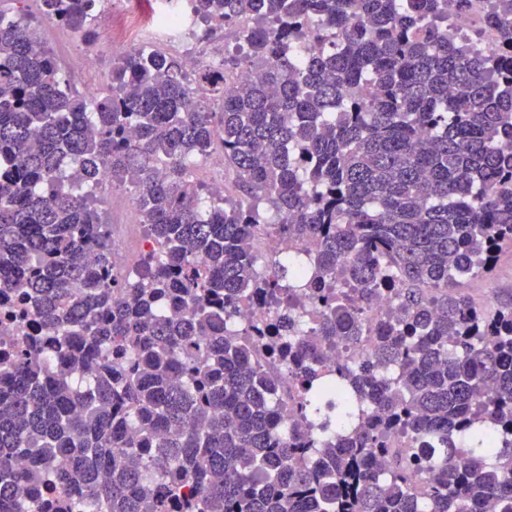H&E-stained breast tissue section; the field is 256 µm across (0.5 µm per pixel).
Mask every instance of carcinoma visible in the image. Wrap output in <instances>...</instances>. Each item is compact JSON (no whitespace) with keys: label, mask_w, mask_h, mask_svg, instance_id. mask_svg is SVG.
<instances>
[{"label":"carcinoma","mask_w":512,"mask_h":512,"mask_svg":"<svg viewBox=\"0 0 512 512\" xmlns=\"http://www.w3.org/2000/svg\"><path fill=\"white\" fill-rule=\"evenodd\" d=\"M35 2L0 9V297L35 336L0 361V512H512V302L459 290L512 251V0L471 32L492 55L448 20L474 0H191L201 40L253 16L224 69L143 46L90 96L37 26L91 43L100 0ZM217 150L243 199L195 177ZM102 168L147 243L123 260ZM261 226L314 282L257 270ZM383 293L371 358L321 363ZM248 301L287 401L226 327ZM273 309L268 305L249 304L239 308L236 323L240 326L259 325L273 316Z\"/></svg>","instance_id":"obj_1"}]
</instances>
